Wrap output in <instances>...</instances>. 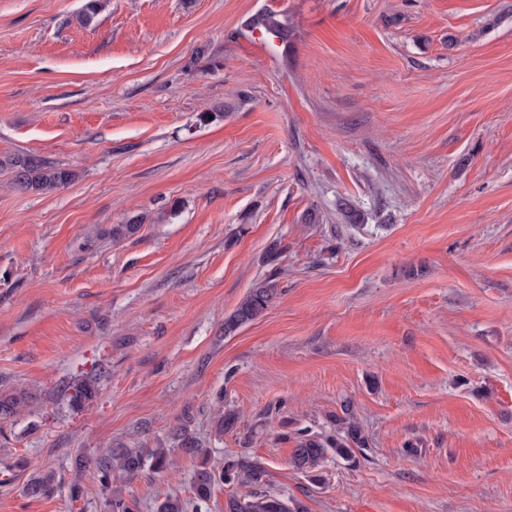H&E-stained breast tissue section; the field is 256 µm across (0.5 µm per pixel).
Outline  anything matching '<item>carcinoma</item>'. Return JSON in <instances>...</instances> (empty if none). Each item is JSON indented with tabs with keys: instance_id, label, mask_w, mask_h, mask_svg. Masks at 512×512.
Returning a JSON list of instances; mask_svg holds the SVG:
<instances>
[{
	"instance_id": "cac0c4a2",
	"label": "carcinoma",
	"mask_w": 512,
	"mask_h": 512,
	"mask_svg": "<svg viewBox=\"0 0 512 512\" xmlns=\"http://www.w3.org/2000/svg\"><path fill=\"white\" fill-rule=\"evenodd\" d=\"M251 27L259 29L275 38L285 36V29L276 15L262 12L251 21ZM12 172L11 184L21 193L43 194L70 185L77 173L60 165L48 162L36 154L14 156L6 161ZM143 217L131 215L122 224L112 225V239L123 240L135 236L141 229ZM277 289L271 280L256 283L240 302L236 310L224 321V334L235 332L242 325L257 319L276 298ZM72 406L80 408L92 402L98 395L97 378L87 376L81 382L63 386ZM25 401L22 394L0 396V419L16 415ZM345 417L337 419L339 424L336 436L304 434L296 440L291 454V465L300 472L311 473L326 459L329 452L348 456L354 448H365L368 439L355 421L351 406H344ZM237 425V417L231 413H220L215 417V434L224 435ZM176 450L190 456H206L197 437L186 425H177L172 432ZM94 478L105 496L111 512H133V508L118 494L112 493V474L117 471L128 478H134L149 466L157 472L170 464L168 448H114L91 460ZM266 470L257 462L227 460L220 473L204 466L194 474L192 489L195 494L194 512H208L211 490L216 481L235 480L254 487L247 498L231 496L225 504V512H307L306 507L294 498H284L263 490ZM56 492L53 474H39L29 479L24 493L29 497H50Z\"/></svg>"
}]
</instances>
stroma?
<instances>
[{
  "instance_id": "1",
  "label": "stroma",
  "mask_w": 512,
  "mask_h": 512,
  "mask_svg": "<svg viewBox=\"0 0 512 512\" xmlns=\"http://www.w3.org/2000/svg\"><path fill=\"white\" fill-rule=\"evenodd\" d=\"M101 2L85 26L84 0H0V162L78 174L21 194L0 166V394H28L0 512H109L75 460L119 443L174 451L114 476L135 512L191 503L184 421L308 512H512V0ZM265 10L287 42L248 31ZM347 402L368 447L292 468ZM275 284L268 278L256 283L236 310L224 321V333L230 335L242 325L257 319L276 298ZM70 389L74 392L67 394V391ZM62 391L69 397V402L72 406L77 408L83 407L85 404L92 402L98 395L97 378L93 375H88L76 385H64ZM56 492L53 474L45 473L33 476L24 487V493L29 497H50Z\"/></svg>"
}]
</instances>
